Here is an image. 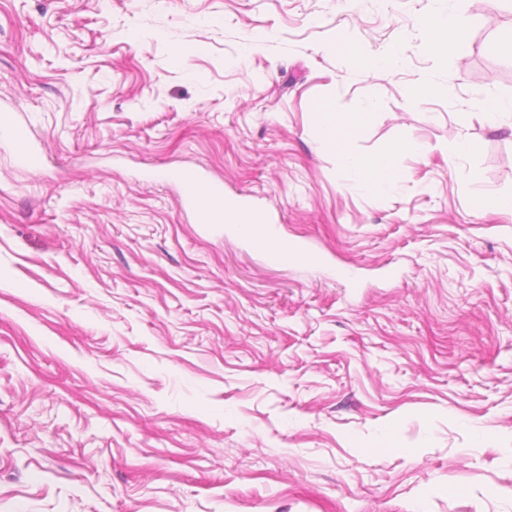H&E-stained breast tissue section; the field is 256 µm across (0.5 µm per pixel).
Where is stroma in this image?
I'll return each mask as SVG.
<instances>
[{
  "label": "stroma",
  "mask_w": 512,
  "mask_h": 512,
  "mask_svg": "<svg viewBox=\"0 0 512 512\" xmlns=\"http://www.w3.org/2000/svg\"><path fill=\"white\" fill-rule=\"evenodd\" d=\"M477 5L446 56L448 0H0L42 159L0 125V512H512V0ZM323 111L408 145L402 184L363 190ZM467 0H455V6L446 15L429 17L425 27L429 35V48L437 53L458 54L462 50L461 34L473 26L476 18L466 7ZM355 60L365 71L369 72L376 69L394 70L399 66L401 57L399 50L392 47L378 57L366 58L360 56L356 57ZM319 133L321 141L329 148L335 149L336 144L343 143L359 133L367 117L366 113H353L351 117L336 121L335 113L319 114ZM169 179L177 183L181 189L180 203L192 209L199 223L202 224H222V216L225 224H236L239 231L244 235L254 233L257 238H262L265 234L266 224L259 215L253 219L247 215L238 213L231 203L224 199V188L221 186H212L205 191H201L202 178L195 170L182 169L169 173ZM224 204V211H223ZM256 226V228H255Z\"/></svg>",
  "instance_id": "35a3bbf8"
}]
</instances>
